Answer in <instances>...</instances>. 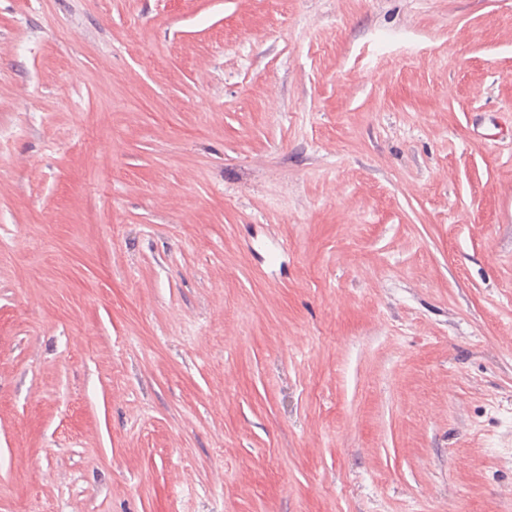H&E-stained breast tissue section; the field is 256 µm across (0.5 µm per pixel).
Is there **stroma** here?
Listing matches in <instances>:
<instances>
[{"mask_svg":"<svg viewBox=\"0 0 512 512\" xmlns=\"http://www.w3.org/2000/svg\"><path fill=\"white\" fill-rule=\"evenodd\" d=\"M0 512H512V0H0Z\"/></svg>","mask_w":512,"mask_h":512,"instance_id":"stroma-1","label":"stroma"}]
</instances>
